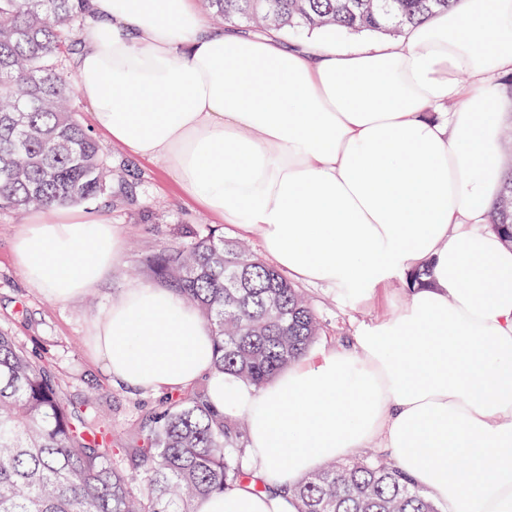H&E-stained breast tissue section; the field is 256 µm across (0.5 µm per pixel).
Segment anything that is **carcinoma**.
<instances>
[{
    "instance_id": "obj_1",
    "label": "carcinoma",
    "mask_w": 512,
    "mask_h": 512,
    "mask_svg": "<svg viewBox=\"0 0 512 512\" xmlns=\"http://www.w3.org/2000/svg\"><path fill=\"white\" fill-rule=\"evenodd\" d=\"M211 16L244 31L331 28L397 35L458 0H206ZM86 0H0V209L93 203L124 170L73 111L66 69L78 53ZM512 246V164L489 212ZM160 250L155 274L194 304L214 333V369L255 387L310 351L315 311L277 269L220 229ZM71 408L58 379L0 332V512H194L195 501L249 481L247 433L205 387L166 399L143 444L115 449ZM142 479L145 494L135 492ZM299 512H439L395 463L362 456L326 465L292 488Z\"/></svg>"
}]
</instances>
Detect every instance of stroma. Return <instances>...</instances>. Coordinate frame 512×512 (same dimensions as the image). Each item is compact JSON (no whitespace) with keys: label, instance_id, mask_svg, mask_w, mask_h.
Here are the masks:
<instances>
[{"label":"stroma","instance_id":"stroma-1","mask_svg":"<svg viewBox=\"0 0 512 512\" xmlns=\"http://www.w3.org/2000/svg\"><path fill=\"white\" fill-rule=\"evenodd\" d=\"M97 138L112 166L128 165L138 176L131 195L116 187L111 202L88 206L119 228L123 253L118 265L95 288L66 302L54 301L27 284L16 265L14 242L24 214L0 210V331L12 336L30 357L46 363L74 405L93 401L100 413L93 428L106 430L113 447L124 448L142 437L145 422L164 397L112 381L92 354L96 318L124 288L156 283L150 259L175 239L179 229L210 225L223 229L225 239L236 241L240 235L189 197L164 162L139 158L105 133ZM301 289L321 322L316 342L320 348L347 342L357 321L381 318L400 301L393 294L360 303L320 285L305 283Z\"/></svg>","mask_w":512,"mask_h":512}]
</instances>
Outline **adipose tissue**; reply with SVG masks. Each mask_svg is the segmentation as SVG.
Returning a JSON list of instances; mask_svg holds the SVG:
<instances>
[{"label": "adipose tissue", "instance_id": "obj_1", "mask_svg": "<svg viewBox=\"0 0 512 512\" xmlns=\"http://www.w3.org/2000/svg\"><path fill=\"white\" fill-rule=\"evenodd\" d=\"M87 10L77 89L112 142L162 159L289 277L400 297L349 346L260 389L214 370L209 324L172 290L113 298L94 325L112 379L172 394L205 376L214 407L247 422L245 467L262 491L214 493L195 512H298L288 487L376 441L446 512H512V249L487 225L512 0H459L393 39L317 31L290 47L274 30L212 29L193 0ZM120 251L114 224L64 206L27 218L15 260L65 301Z\"/></svg>", "mask_w": 512, "mask_h": 512}]
</instances>
